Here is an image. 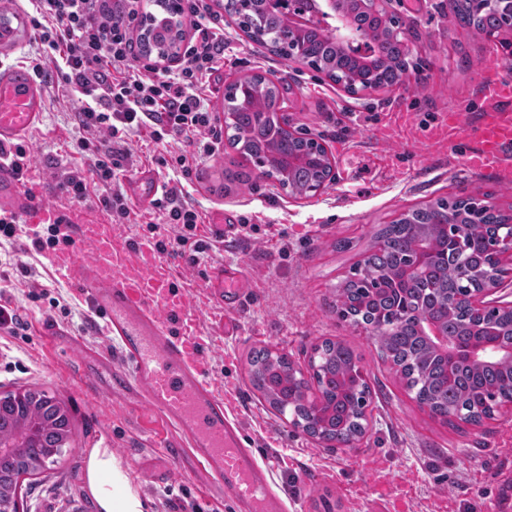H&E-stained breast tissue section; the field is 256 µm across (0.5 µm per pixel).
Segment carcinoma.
Returning <instances> with one entry per match:
<instances>
[{"mask_svg":"<svg viewBox=\"0 0 512 512\" xmlns=\"http://www.w3.org/2000/svg\"><path fill=\"white\" fill-rule=\"evenodd\" d=\"M159 11L143 15V33L153 32L168 21L170 0H154ZM224 12L238 17L239 22L263 39L273 51L288 55V36L279 19L271 14L257 13L244 0H224ZM455 22L483 33L493 26L491 18L477 14L463 3L454 9ZM370 36L378 44L379 57L368 86L392 89L400 86L412 66L411 53L406 45L385 29L367 25ZM309 65L328 69L340 78L355 68L349 59L341 57L329 31L312 30ZM283 99L277 87L257 83L249 104L240 106L239 92L229 85L224 93L228 142L241 158L253 164L246 170L229 174V180L249 185L254 171H262L268 155L292 147L300 150L305 140L288 144L278 122ZM323 176L319 168H307L287 176L299 192L306 190ZM453 212L462 221L473 225L467 235L455 244L444 240L443 220ZM503 216L493 207L479 212L470 211L464 198H440L423 207L412 209L379 229L373 249L365 254V268L356 273L339 290L342 300L341 316L364 327L379 343L384 357L404 366V379L416 400L427 404L432 414L442 420L457 418L468 421L472 411L483 405L489 391L501 392L512 387V368L508 364H487L481 368L459 362L448 364L430 339L421 334L420 322L428 317L442 333L467 342L466 334L471 316L462 308L448 309V296L460 297L466 283L454 275L461 267L477 268L488 264L485 255L502 225ZM434 244L437 261L423 275L400 279L401 273L412 267L422 241ZM313 362V378L322 395L325 415L315 416L308 389L310 380L296 370L286 357L268 348L252 353L250 381L270 407L280 416L305 425L312 433H320L341 445L356 434V420L371 397L369 383L359 373L360 360L354 351L340 343L326 341L309 356ZM36 417L42 421L41 434L27 440L25 457L41 462L61 454L69 441L68 418L55 400L34 393L24 403H0V436L12 440L26 437L23 424Z\"/></svg>","mask_w":512,"mask_h":512,"instance_id":"carcinoma-1","label":"carcinoma"}]
</instances>
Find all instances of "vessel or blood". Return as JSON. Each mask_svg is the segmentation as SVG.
I'll return each instance as SVG.
<instances>
[{
	"label": "vessel or blood",
	"instance_id": "b4317fda",
	"mask_svg": "<svg viewBox=\"0 0 512 512\" xmlns=\"http://www.w3.org/2000/svg\"><path fill=\"white\" fill-rule=\"evenodd\" d=\"M0 25V53L17 44L24 25L21 10ZM482 108L476 116H448V141L466 142L468 170L512 184V78L499 63H489L479 84ZM47 87L28 70L0 66V145L21 139L43 121ZM141 209H149L163 192L152 169H141L129 184ZM0 209L32 225L54 223L58 214L37 208L11 165L0 160ZM68 235L92 244L84 258L68 247L50 254L51 266L79 288L89 307L104 315L105 333L118 350L116 364L106 367L103 386L135 392L171 425L176 440L160 442L161 452L177 461L191 457L196 468L215 480L234 512H280L274 474L259 463L243 441L240 423L229 414L222 384L211 376L204 357L212 340L189 314L184 295L172 288L170 269L157 265L132 268L126 244L97 212L70 217ZM241 270L216 268L209 278L214 300L231 313Z\"/></svg>",
	"mask_w": 512,
	"mask_h": 512
}]
</instances>
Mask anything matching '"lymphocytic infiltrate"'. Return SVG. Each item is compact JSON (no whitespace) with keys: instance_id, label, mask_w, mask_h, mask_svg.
I'll use <instances>...</instances> for the list:
<instances>
[{"instance_id":"lymphocytic-infiltrate-1","label":"lymphocytic infiltrate","mask_w":512,"mask_h":512,"mask_svg":"<svg viewBox=\"0 0 512 512\" xmlns=\"http://www.w3.org/2000/svg\"><path fill=\"white\" fill-rule=\"evenodd\" d=\"M143 0H26L37 49L28 69L47 82L58 77L80 108L76 147L84 162L58 176L61 194L83 203L97 185L110 187L100 203L112 223L127 224L133 209L120 188L129 168L130 135L148 127L156 142L183 139L185 148L158 157L173 173L155 201L159 220L150 224L158 253L218 251L201 235L206 216L189 197L186 181L219 143L216 115L207 99L211 77L224 65V21L209 0H183L194 33L176 66L143 63L135 31Z\"/></svg>"}]
</instances>
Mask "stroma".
<instances>
[{"mask_svg":"<svg viewBox=\"0 0 512 512\" xmlns=\"http://www.w3.org/2000/svg\"><path fill=\"white\" fill-rule=\"evenodd\" d=\"M401 13L414 29L409 84L352 97L308 66L292 62L224 27V68L211 84L210 109L224 114V92L236 74L284 77L280 92L294 125L322 140L336 160V180L326 193L302 203L273 184L255 180L239 188L224 179L231 152L221 143L200 165L188 188L207 214L223 212L232 229L221 254L167 260L187 289V304L204 330L214 331L207 354L212 376L234 395L232 409L256 457L276 472L284 512H502L512 475V413L479 425L435 419L415 400L364 332L341 321L336 290L374 243L377 227L436 199L477 195L498 210H512V186L466 170L462 146L444 141L448 112H477L478 79L496 41L452 26L448 0H403ZM79 104L50 90L43 123L29 132L36 200L62 210L66 200L55 176L78 161L79 133L72 114ZM245 273V288L231 332L213 327L217 311L207 292L211 268ZM0 286L11 295L24 324L0 331V392L31 388L53 397L67 413L71 437L65 452L19 484L20 512H96L87 483L91 449L108 448L150 512H234L217 492L202 495L206 478L190 462H165L155 447L157 415L137 396L98 386L94 363L81 346L111 348L94 324L78 288L63 281L29 240H0ZM53 321L66 335L55 343L37 326ZM325 340L352 347L372 388L371 422L351 448L328 447L278 416L248 377L253 348L285 352L306 368L314 345Z\"/></svg>","mask_w":512,"mask_h":512,"instance_id":"1","label":"stroma"}]
</instances>
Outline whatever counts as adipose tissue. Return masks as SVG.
I'll list each match as a JSON object with an SVG mask.
<instances>
[{"mask_svg": "<svg viewBox=\"0 0 512 512\" xmlns=\"http://www.w3.org/2000/svg\"><path fill=\"white\" fill-rule=\"evenodd\" d=\"M87 480L98 512H148V506L130 486L121 462L111 449H92Z\"/></svg>", "mask_w": 512, "mask_h": 512, "instance_id": "obj_1", "label": "adipose tissue"}]
</instances>
